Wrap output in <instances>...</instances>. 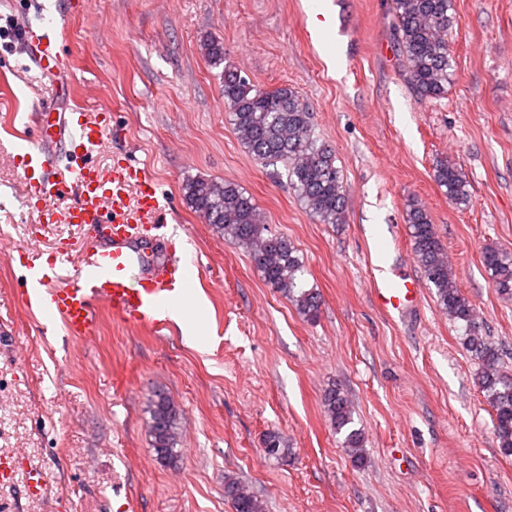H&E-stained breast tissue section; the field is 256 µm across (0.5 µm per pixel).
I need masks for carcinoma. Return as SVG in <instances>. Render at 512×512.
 <instances>
[{"label": "carcinoma", "instance_id": "1", "mask_svg": "<svg viewBox=\"0 0 512 512\" xmlns=\"http://www.w3.org/2000/svg\"><path fill=\"white\" fill-rule=\"evenodd\" d=\"M452 0H393V40L411 88L425 97H437L448 89L450 49L448 32L453 25ZM205 56L214 67H223L224 109L228 112L243 147L258 163L287 164V178L307 209L323 224L347 223L342 174L333 151L313 136V112L297 92L288 87L272 91L257 88L240 72L224 64V44L203 43ZM435 179L448 200L468 199L467 181L455 164L442 161ZM186 204L224 238L249 250L257 271L272 288L287 297L297 312L313 318L319 294L301 284L303 264L288 238L267 233L252 196L232 182L193 179L182 186ZM413 255L429 286L435 289L439 307L448 319L463 324V345L477 361L478 383L493 409V431L499 449L512 455V374L500 370L502 348L483 334L474 307L462 292L446 251L426 211L410 207ZM483 261L495 287L512 296V251L489 247ZM324 412L342 447L354 462L365 460L364 431L355 426L354 411L344 395L329 388L323 397ZM179 410L165 395L158 396L151 411L150 433L157 458L176 460ZM264 453L286 458L289 448L276 431L266 434ZM224 492L233 512H265L263 503L244 491L241 482L224 477Z\"/></svg>", "mask_w": 512, "mask_h": 512}]
</instances>
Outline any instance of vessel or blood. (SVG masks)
Returning a JSON list of instances; mask_svg holds the SVG:
<instances>
[{"label":"vessel or blood","mask_w":512,"mask_h":512,"mask_svg":"<svg viewBox=\"0 0 512 512\" xmlns=\"http://www.w3.org/2000/svg\"><path fill=\"white\" fill-rule=\"evenodd\" d=\"M23 33L31 60L48 73L59 72L51 33L38 34L28 26ZM104 133L103 109L78 107L43 126L23 156L24 178L42 199L61 187L77 191L75 205L47 209L50 222L82 226L102 240L77 257L70 248L55 249L49 262L35 247L19 250L26 305L47 318H62L77 340L95 333L100 306L124 322L163 329L167 311L186 306L191 280L190 269L175 253L151 264L138 249L145 234L165 237L161 197L140 167L126 163L105 172L89 163ZM372 294L381 311L401 316L417 305L420 285L395 270L374 278Z\"/></svg>","instance_id":"obj_1"}]
</instances>
